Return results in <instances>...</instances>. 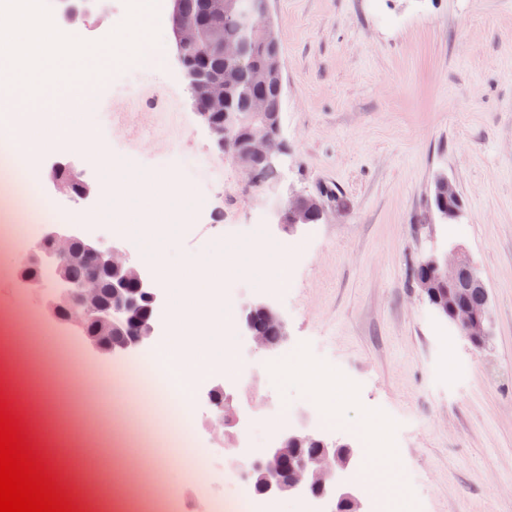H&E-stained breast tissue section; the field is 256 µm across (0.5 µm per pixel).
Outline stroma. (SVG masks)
I'll return each mask as SVG.
<instances>
[{"label": "stroma", "mask_w": 512, "mask_h": 512, "mask_svg": "<svg viewBox=\"0 0 512 512\" xmlns=\"http://www.w3.org/2000/svg\"><path fill=\"white\" fill-rule=\"evenodd\" d=\"M46 3L60 31L88 42L127 16L125 0H108L72 24L60 0ZM268 16L285 82L281 186L337 190L341 208L325 221L292 235L273 224L269 197L246 186L200 123L168 24L160 29L167 53L155 66L98 84L94 135L113 160L191 185L161 209L172 261L217 245L233 250L259 234L295 246L285 287H260L261 272L247 269L230 290L237 302L277 307L288 324L286 352L348 386L332 398L343 422L336 438L349 440L370 417L390 433L393 447L371 458L363 484L387 478L398 512L415 498L430 512H512V0H269ZM59 161L74 162L96 185L110 175L67 141L50 146L35 191L52 223L89 225L91 236L150 267L136 244L138 199L123 201L132 225L114 236L101 217L103 196L78 201L47 184ZM440 176L462 195L453 224L428 217ZM456 246L490 294L493 338L481 351L435 313L413 275L423 254ZM1 315L17 321V349L28 358L17 374L37 376L44 391L43 404L23 414L36 445L43 457L66 454L84 469L81 512H113L120 487L173 496L177 512L239 500L244 488L224 476L228 453L203 400L223 370L198 383L191 428L169 441L158 416L174 398L164 377L134 369L113 390L111 362L47 317L0 247ZM270 361L255 354L236 388L252 413L236 440L256 457L270 448L279 414L308 398L294 378L273 375ZM187 436L201 458L184 455Z\"/></svg>", "instance_id": "obj_1"}]
</instances>
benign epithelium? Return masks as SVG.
Returning <instances> with one entry per match:
<instances>
[{"mask_svg":"<svg viewBox=\"0 0 512 512\" xmlns=\"http://www.w3.org/2000/svg\"><path fill=\"white\" fill-rule=\"evenodd\" d=\"M177 58L192 93L195 111L207 128L218 151L230 157L246 178L257 187L260 177L250 158L261 159L269 167H279L288 148L283 137L281 118L267 112L262 97L253 99L250 111L240 115L230 112L224 98V83L234 79L237 63L250 49L262 62L254 69L253 78L271 81L282 88L283 67L280 48L272 35L267 14L249 9L247 0H220L224 19L241 23L246 39L239 43L224 41L220 30L205 22L186 17L181 0H169ZM202 45L204 50L191 56L188 50ZM211 55L224 59V77L216 78L206 71ZM54 189L75 199L87 200L98 192L97 186L83 179L70 162H57L47 174ZM272 217L274 223L292 234L304 224L323 218V196L297 191L284 198L276 196ZM430 206L432 214L442 213L452 221L460 211L461 194L450 179L437 182ZM95 259V270L82 283H69L68 269L86 256ZM20 280L32 292L44 295L53 319L75 327L84 341L102 358L131 357L151 346L159 335L158 310L162 288L157 281L131 262L118 246L89 236L79 224H47L41 237L17 255ZM420 287L427 291L437 285L448 291V302L435 308L457 332L473 344L490 335V299L485 282L470 256L459 248L433 252L420 262ZM474 290L484 295V304L475 307L466 301ZM247 318L242 329L250 342V350L274 351L275 345L287 342V322L274 306L260 300L244 305ZM278 335L272 341L257 330L254 317ZM214 424L232 429L240 424L239 410L233 405L231 391L217 384L207 392ZM310 415L302 413L297 427L279 430L277 438L263 458L240 455L230 460L245 484L254 480L263 484L260 497L276 499L297 493L314 492L317 498H330L336 509L350 504L359 507L355 492L340 479L356 455L353 448L340 453V444H328L309 427Z\"/></svg>","mask_w":512,"mask_h":512,"instance_id":"benign-epithelium-1","label":"benign epithelium"}]
</instances>
